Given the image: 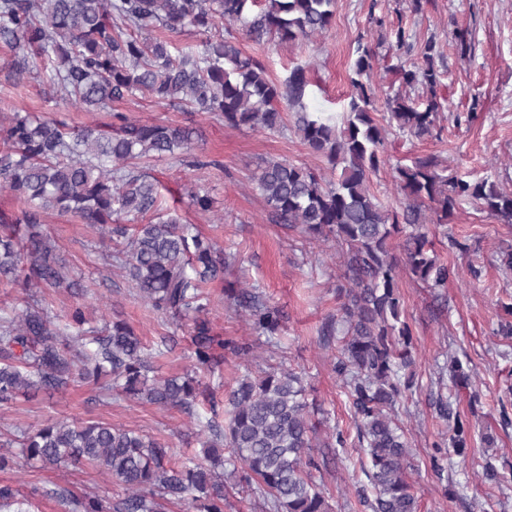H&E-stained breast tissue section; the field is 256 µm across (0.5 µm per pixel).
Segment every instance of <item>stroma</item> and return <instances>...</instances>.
Returning <instances> with one entry per match:
<instances>
[{
    "label": "stroma",
    "mask_w": 512,
    "mask_h": 512,
    "mask_svg": "<svg viewBox=\"0 0 512 512\" xmlns=\"http://www.w3.org/2000/svg\"><path fill=\"white\" fill-rule=\"evenodd\" d=\"M404 27L412 48L396 50L392 32ZM471 34L461 49L458 30ZM434 41L436 88L445 110L440 133L422 138L391 130L387 156L371 177L372 192L388 206H399L393 168L416 156H434L446 162L450 173L470 180L483 178L512 190V0H428L414 11L412 0H335L331 29L321 36L282 43L266 37L254 41L239 37L241 49L263 57L275 82H283L297 65L307 67L312 81L309 109L343 112L352 92L349 74L358 44L375 52L371 76L377 110L387 96L402 88L400 68L422 63L421 49ZM54 116L78 129L95 125L109 129L115 114L189 127L194 131L193 158L146 160L140 172L161 186L162 207L182 223L192 224L223 249L229 262L224 279L207 285L206 318L212 335L243 345L241 353L215 348L211 366L192 369L190 326L156 312L140 299L112 257L113 244L99 229L81 219L54 212L44 214V225L56 245L55 254L67 266L71 279L84 289L50 293L51 314L71 316L82 311L91 324L101 318L122 320L140 336L151 355L156 374L184 375L194 370L209 394L193 414L162 411L142 400L104 396L99 383L86 380L68 388L42 392L31 399L0 408V438L39 428L48 419L108 421L159 439L183 463L201 452L200 434L211 421L223 422L225 395L244 375H259L279 361L305 374L314 416L324 433L341 429L355 438L351 404L330 361L338 337L322 335L321 328L335 316L348 282L343 258L333 242L310 239L272 223L267 207L251 179L266 159H285L330 176L326 158L310 154L293 128L277 132L225 125L221 116L200 115L190 106L159 105L145 95L128 96L108 109L87 112L51 99L45 76L25 82L13 79V57L0 48V117L14 113ZM473 112V124H456V113ZM208 197L210 210L193 205L192 196ZM440 262L458 267L460 278L439 292L401 273L402 319L413 335V385L398 408L413 454L409 481L420 512H512V483L488 476L485 463L498 471L512 469V336L497 334L503 305L512 304V271H503L496 258L512 246V224L499 222L480 204L460 201L446 231H431ZM254 289L282 315L275 344L256 345V335L223 283ZM458 357L473 370L469 387L454 386L441 369L449 357ZM447 400L460 413L471 436L465 454L442 451L443 472L430 464L433 445L451 434L453 423L439 417L437 400ZM9 462L0 468V486L20 489L35 512H66L54 489L76 495L97 494L116 503L123 490L95 469H39L5 449ZM332 512H370L360 491L366 477L350 460L317 473Z\"/></svg>",
    "instance_id": "35a3bbf8"
}]
</instances>
